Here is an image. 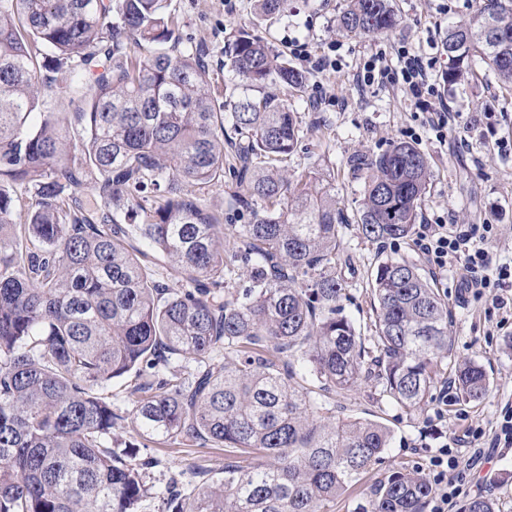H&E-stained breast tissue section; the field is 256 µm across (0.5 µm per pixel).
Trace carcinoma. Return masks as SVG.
Listing matches in <instances>:
<instances>
[{"label": "carcinoma", "mask_w": 512, "mask_h": 512, "mask_svg": "<svg viewBox=\"0 0 512 512\" xmlns=\"http://www.w3.org/2000/svg\"><path fill=\"white\" fill-rule=\"evenodd\" d=\"M287 3L257 0V10L269 17ZM167 8L0 0V512H137L141 470L155 461L134 462L133 443L112 447L122 417L99 394L132 372L147 377L133 411L140 439L270 459L228 463L191 496L166 489L165 512H330L382 459L392 431L324 422V393L369 382L419 414L451 350L448 304L407 259L371 274L366 327L344 313L336 250L348 218L332 181L316 168L292 180L274 167L301 123L267 89L300 92L306 73L241 29L221 102L200 51L164 48L174 39ZM399 21L394 0H345L336 27L385 34ZM143 44L156 49L131 61L127 49ZM442 46L448 82L483 63L512 84V0H480ZM62 68L82 103L72 122L39 111L47 72ZM227 123L247 224L201 203L224 181ZM350 171L362 182L359 235L409 237L432 177L425 154L399 141L354 155ZM134 239L165 254L185 287L157 280ZM238 261L250 287L235 298L226 288ZM181 358L200 364L190 382L159 376ZM296 362L317 388L295 384ZM449 378L472 401L490 386L474 361ZM432 494L420 472L398 471L368 512H424ZM462 512L498 504L479 496Z\"/></svg>", "instance_id": "obj_1"}]
</instances>
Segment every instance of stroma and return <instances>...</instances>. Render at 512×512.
<instances>
[{"mask_svg": "<svg viewBox=\"0 0 512 512\" xmlns=\"http://www.w3.org/2000/svg\"><path fill=\"white\" fill-rule=\"evenodd\" d=\"M174 21L177 48L190 45L202 51L209 64L215 88L233 83L234 77L224 61V47L232 34L247 29L262 37L279 52L290 53L293 44L312 47L335 44L343 69L325 75L308 74L302 93H285L289 107L298 112L301 133L298 145L283 162L289 175L297 177L313 167L329 173L336 196L348 216L358 210L360 184L348 166L353 155L379 154L405 130L418 133V146L431 163L432 179L427 198L419 211L420 219L443 217L450 224H495L499 233L492 243L503 257L512 258V155L497 153L495 141L512 144V89L501 85L483 65L467 80L451 84L445 79L448 58L442 48L450 25L466 22L478 6V0H395L401 17L399 26L386 36H351L336 29V17L343 0H288L287 12L260 19L254 0H235L233 11H226L224 0H168ZM402 43L434 58L435 78L441 91L462 112L460 126L449 131L445 143L422 126V114L403 88L373 87L358 91L352 74L364 54L380 41ZM324 85L328 97L314 106L317 85ZM236 173L232 164L224 166V180L205 190L203 199L209 209L223 213L228 224H244L248 215L233 199ZM407 258L422 263L412 239L384 243L361 238L355 225L343 230L336 254V267L348 283L345 311L357 323L369 321L371 294L368 278L376 265L387 258ZM465 272L450 268L447 274L433 277L451 314L450 359L474 360L483 364L490 378L488 395L478 401L461 399L459 393L442 397L439 386H432L424 411L409 415L399 406L379 399L374 388L363 385L346 394L328 397L332 418L365 417L388 425L393 438L380 464L373 466L354 489L336 501L334 512H365L379 481L404 469H415L434 479L430 458L437 441L430 433L439 425L449 441H456L470 426L493 433L500 410L512 403V354L504 349L512 339V319L503 320L486 298L475 296L462 285ZM135 375L113 379L101 395L124 418L112 432L114 443L135 439L133 408L139 394ZM447 403L443 420H436L440 403ZM139 457L156 458L157 464L143 472L147 495L138 512H163L162 494L169 486L185 494L193 492L203 480L224 475L225 463L233 453L224 448H186L170 442L147 443L138 448ZM464 464L459 471L471 496L496 499L500 512H512V450L487 449L486 460L469 461V452L457 451Z\"/></svg>", "mask_w": 512, "mask_h": 512, "instance_id": "obj_1", "label": "stroma"}]
</instances>
